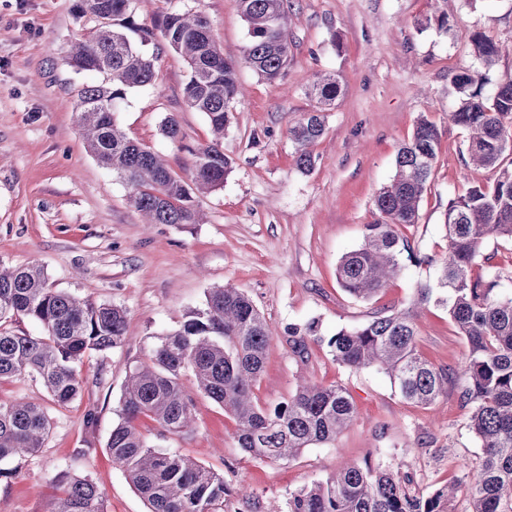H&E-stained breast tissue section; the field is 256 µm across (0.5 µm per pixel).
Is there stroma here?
I'll return each instance as SVG.
<instances>
[{
    "label": "stroma",
    "mask_w": 512,
    "mask_h": 512,
    "mask_svg": "<svg viewBox=\"0 0 512 512\" xmlns=\"http://www.w3.org/2000/svg\"><path fill=\"white\" fill-rule=\"evenodd\" d=\"M76 3L0 0V265H39L54 288L121 306L127 337L107 353L85 355L78 365L84 390L67 405H57L35 378L0 380V402L32 399L52 419L38 453L8 462L12 475L0 479V512H50L63 473L91 479L106 512H147L106 448L127 370L205 309L211 288L227 283L253 301L275 333L255 389L262 405L288 400L306 373L318 384L343 386L355 407L336 442L311 446L290 462L245 453L233 418L198 392L188 433L162 437L152 420H138L150 445L223 474L228 512H288L291 492L349 461L409 473L413 492L423 496L476 466L482 450L459 397L468 346L446 310L431 307L416 320L419 352L453 379L426 408L407 404L378 369L336 364L328 340L406 305L433 280V261L447 244L449 200L490 180V172L462 162L467 134L449 119L458 98L448 73L476 66L468 36L479 31L506 48L486 93L512 75V0H288L292 57L276 83L241 62L248 35L236 0H131L135 22L149 27L173 12L206 14L225 57L240 63L243 89L222 141L232 170L223 185L194 197L205 222L154 225L130 204L126 185L87 151L74 122V90L92 77L74 73L65 57L93 25ZM442 11L451 31L419 29V21ZM320 72L338 74L344 91L325 114L315 166L304 172L294 163L289 129L315 110L307 87ZM188 76L183 57L164 49L152 83L128 91L115 113L127 137L165 157L187 183L192 150L213 138L206 116L184 99ZM171 114L180 125L174 141L160 131ZM422 115L440 132L439 157L419 220L403 234L426 261L407 263L375 298L355 299L338 283L337 265L377 219L375 197ZM312 320L318 333L308 337L302 359L286 329Z\"/></svg>",
    "instance_id": "obj_1"
}]
</instances>
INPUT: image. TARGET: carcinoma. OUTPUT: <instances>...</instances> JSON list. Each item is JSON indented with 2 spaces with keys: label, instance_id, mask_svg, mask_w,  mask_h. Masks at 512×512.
<instances>
[{
  "label": "carcinoma",
  "instance_id": "obj_1",
  "mask_svg": "<svg viewBox=\"0 0 512 512\" xmlns=\"http://www.w3.org/2000/svg\"><path fill=\"white\" fill-rule=\"evenodd\" d=\"M284 2L236 0L248 27L243 60L269 82L285 79L291 57ZM129 7L130 0H79L81 14L102 23L71 45L68 63L77 72L99 73L104 80L80 88L72 112L88 150L127 186L131 205L149 223L198 224L193 192L221 185L231 171L221 139L241 95L238 62L225 58L216 46L203 13H170L156 33L137 24ZM158 36L186 59L190 72L184 98L206 115L215 135L209 145L191 152L192 188L116 124L118 102L154 78L157 55L145 45ZM469 41L485 71L460 67L448 73L459 99L450 118L468 132L464 165L493 172V182L448 202L447 248L437 261L435 282L420 285L408 306L359 328L341 329L328 344L336 363L350 369L376 366L404 400L426 407L448 391L451 377L416 349V318L424 307L445 308L468 344L460 399L470 409L469 428L482 448L480 462L474 472L426 497L412 494L409 476L397 469L351 463L291 492L288 512H453L463 486L470 512H512V294L500 291L509 272L492 264L493 256L485 253L492 243L512 242V76L500 79L494 93L485 95L487 71L501 47L477 31ZM341 93L342 80L334 73L316 77L308 89L317 110L290 128L295 164L303 172L316 162L313 146L324 133L322 113L334 108ZM439 144L436 125L420 116L411 139L398 150L392 180L376 196L379 218L364 225L363 244L342 256L337 266V281L352 297L370 299L396 279L404 253L417 264L426 261L417 257L398 227L418 223ZM476 266L482 273L475 276ZM20 318L41 324L44 334L30 336L7 327ZM316 329L313 321L289 327L293 351L303 354L305 337L315 335ZM126 332L122 307L57 290L37 265L0 266V379L36 377L64 406L83 389L76 363L87 353L118 347ZM271 340L272 332L247 295L232 286L213 288L203 312L168 333L146 361L129 370L121 420L112 428L107 448L148 512H224V475L149 445L136 425L148 417L161 434L174 436L192 427L194 401L182 381L187 372L198 391L233 416L239 447L257 459L291 461L312 445L336 440L353 421L355 409L342 387L308 378L289 400L272 409L260 405L254 388ZM50 427V416L40 404L0 402V462L36 454ZM51 512L105 510L95 483L67 473L59 479Z\"/></svg>",
  "mask_w": 512,
  "mask_h": 512
}]
</instances>
